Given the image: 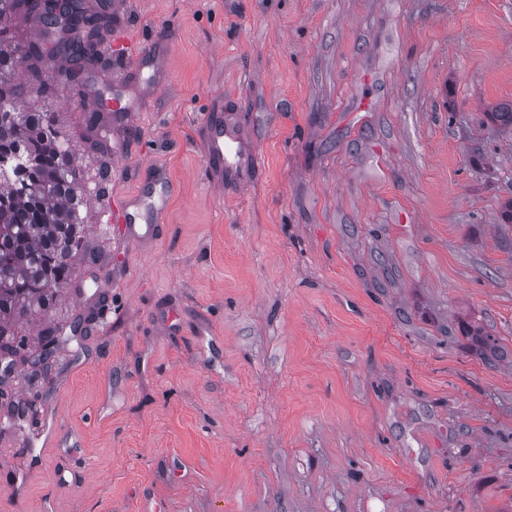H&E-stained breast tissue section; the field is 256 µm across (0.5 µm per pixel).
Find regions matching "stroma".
<instances>
[{
    "mask_svg": "<svg viewBox=\"0 0 512 512\" xmlns=\"http://www.w3.org/2000/svg\"><path fill=\"white\" fill-rule=\"evenodd\" d=\"M127 12L166 49L134 143L50 53L43 105L87 193L154 165L175 191L158 237L88 209L71 285L16 322L0 512H512V131L484 118L512 101V0ZM217 97L261 158L242 188L209 180Z\"/></svg>",
    "mask_w": 512,
    "mask_h": 512,
    "instance_id": "35a3bbf8",
    "label": "stroma"
}]
</instances>
